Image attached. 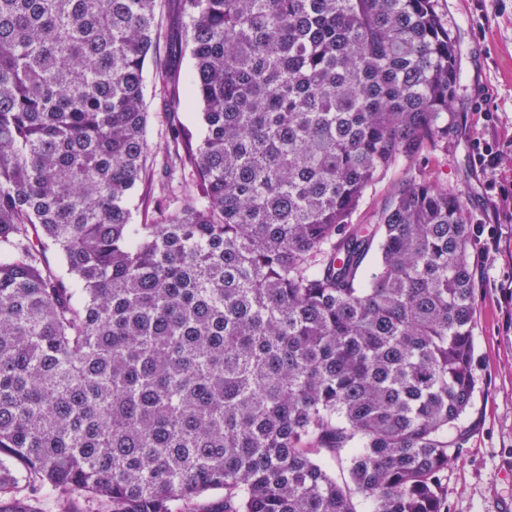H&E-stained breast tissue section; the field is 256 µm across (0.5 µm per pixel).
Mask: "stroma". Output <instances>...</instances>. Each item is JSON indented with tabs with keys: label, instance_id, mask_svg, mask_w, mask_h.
I'll return each instance as SVG.
<instances>
[{
	"label": "stroma",
	"instance_id": "1",
	"mask_svg": "<svg viewBox=\"0 0 512 512\" xmlns=\"http://www.w3.org/2000/svg\"><path fill=\"white\" fill-rule=\"evenodd\" d=\"M461 49V86L448 118V148L434 166L464 198L471 226L482 228L471 261L477 283L471 405L449 438L461 454L444 471L446 512H512V223L501 217L495 184L512 182V153L497 172L480 169L474 144L512 141V0H434ZM187 86L169 91L145 72L149 162L162 173L173 128L202 127Z\"/></svg>",
	"mask_w": 512,
	"mask_h": 512
}]
</instances>
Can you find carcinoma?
<instances>
[{
  "mask_svg": "<svg viewBox=\"0 0 512 512\" xmlns=\"http://www.w3.org/2000/svg\"><path fill=\"white\" fill-rule=\"evenodd\" d=\"M157 3L0 0V496L442 512L474 392L467 211L420 168L353 215L448 148L456 41L431 0H180L203 134L173 131L157 186ZM403 168V167H402ZM401 167L390 172L386 178L378 182L368 191L365 199L353 216L355 224H373L375 214L388 201L400 181L403 170Z\"/></svg>",
  "mask_w": 512,
  "mask_h": 512,
  "instance_id": "carcinoma-1",
  "label": "carcinoma"
}]
</instances>
